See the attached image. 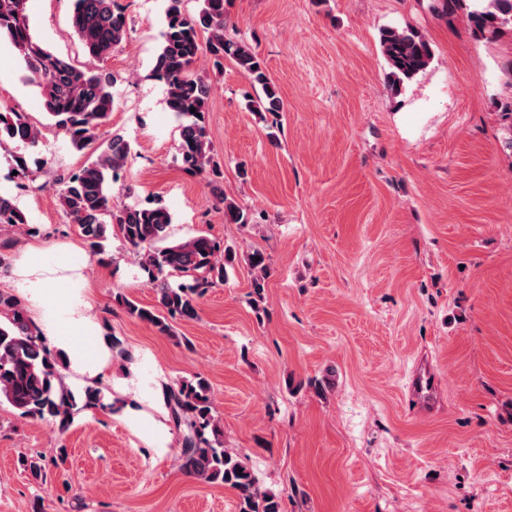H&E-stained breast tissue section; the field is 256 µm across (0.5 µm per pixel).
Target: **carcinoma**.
Returning a JSON list of instances; mask_svg holds the SVG:
<instances>
[{
    "mask_svg": "<svg viewBox=\"0 0 512 512\" xmlns=\"http://www.w3.org/2000/svg\"><path fill=\"white\" fill-rule=\"evenodd\" d=\"M193 14L183 0H167L162 45L153 74L163 82L166 103L180 120L178 160L190 173L219 174L207 140V105L212 86L196 73L194 65L205 55L217 68L232 61L241 74L258 85L263 96L248 100L254 112L278 113L283 101L268 78L263 61L244 40L229 37L224 25L225 0H199ZM475 32L494 35L512 24V0H477L469 14ZM73 27L88 54L96 59L112 55L125 39L129 22L117 0H74ZM18 51L28 79L41 94L43 107L71 145L82 150L98 141L96 158L78 171L59 175L53 183L59 204L92 248L108 236L120 237L141 257L149 284L157 293V306L141 307L124 300L127 312L153 326L164 336H174L173 322L198 315V298L227 277L226 266L235 258L229 246L206 236L167 243L172 217L161 202L115 206L112 182L132 156L130 141L115 133L100 139L99 129L113 106L112 73L79 69L35 42L30 33L27 0H0V37ZM381 51L389 69L390 86L399 88L425 70L433 53L428 41L409 28L386 27ZM195 111H190V108ZM42 138L22 112H0V146L22 143L35 147ZM224 216L236 224L247 214L224 194L217 195ZM0 224H27L25 214L10 196L0 195ZM254 306L265 291L267 264L259 251L248 255ZM192 278L193 284L174 288L167 277ZM0 403L19 415L51 422L66 430L74 420L75 396L64 383L59 360L47 351L22 301L0 292ZM163 395L175 427L182 431L181 469L206 483L235 490L238 512H281L278 494L259 483L247 458L224 448L223 428L214 415L209 383L198 377L163 385Z\"/></svg>",
    "mask_w": 512,
    "mask_h": 512,
    "instance_id": "cac0c4a2",
    "label": "carcinoma"
}]
</instances>
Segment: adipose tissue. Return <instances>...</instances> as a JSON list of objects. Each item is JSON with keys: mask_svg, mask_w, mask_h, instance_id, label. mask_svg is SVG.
Listing matches in <instances>:
<instances>
[{"mask_svg": "<svg viewBox=\"0 0 512 512\" xmlns=\"http://www.w3.org/2000/svg\"><path fill=\"white\" fill-rule=\"evenodd\" d=\"M85 261V251L75 244L33 246L16 262L11 279L12 287L26 297L46 348L66 353L79 377L74 390L78 397L85 387L104 378L112 359L104 346L90 351L72 344L65 333L66 327L72 326L80 336L94 339L99 334L98 324L87 314L91 303L86 282L73 280V291L68 297L52 295L60 274L80 270Z\"/></svg>", "mask_w": 512, "mask_h": 512, "instance_id": "ef3b65f1", "label": "adipose tissue"}]
</instances>
